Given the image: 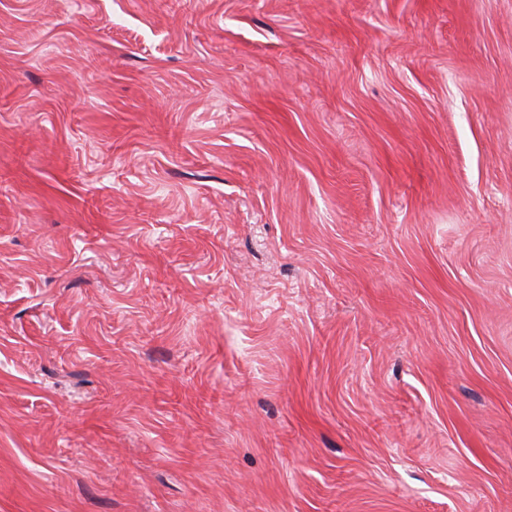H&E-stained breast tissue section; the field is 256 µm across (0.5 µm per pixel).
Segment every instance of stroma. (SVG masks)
Instances as JSON below:
<instances>
[{"instance_id":"1","label":"stroma","mask_w":512,"mask_h":512,"mask_svg":"<svg viewBox=\"0 0 512 512\" xmlns=\"http://www.w3.org/2000/svg\"><path fill=\"white\" fill-rule=\"evenodd\" d=\"M0 512H512V0H0Z\"/></svg>"}]
</instances>
